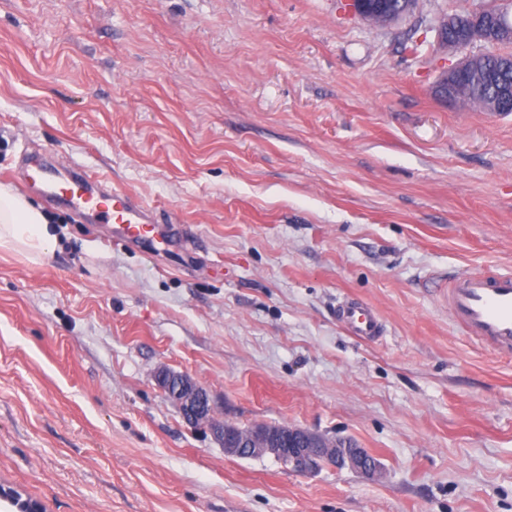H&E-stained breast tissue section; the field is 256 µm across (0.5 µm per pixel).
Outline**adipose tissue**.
<instances>
[{"instance_id":"adipose-tissue-1","label":"adipose tissue","mask_w":512,"mask_h":512,"mask_svg":"<svg viewBox=\"0 0 512 512\" xmlns=\"http://www.w3.org/2000/svg\"><path fill=\"white\" fill-rule=\"evenodd\" d=\"M56 241V229L42 208L11 187L0 185V247L18 245L42 255Z\"/></svg>"}]
</instances>
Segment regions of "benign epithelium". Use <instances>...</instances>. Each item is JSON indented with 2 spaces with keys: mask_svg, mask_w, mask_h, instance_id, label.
<instances>
[{
  "mask_svg": "<svg viewBox=\"0 0 512 512\" xmlns=\"http://www.w3.org/2000/svg\"><path fill=\"white\" fill-rule=\"evenodd\" d=\"M350 9L360 17L376 15L391 18L380 11L377 0H349ZM461 28L460 20L450 16L441 20L437 26L439 47L448 53H457L470 46L474 39L483 40L488 33L504 30L498 24L491 26L473 24L465 38L459 39L454 33ZM471 57L464 56L452 67L444 70L438 88L448 90L446 98L452 101L458 89L459 76L469 70ZM157 384L166 391L171 402L178 408L183 419L193 425H207L214 437L224 447L229 456L247 458L270 454L287 464L290 470L307 474L317 470L325 458L338 460L339 466L347 467L368 478L382 473V467L365 449L359 448L341 437H327L305 428L288 426L283 430L268 431L256 428L247 434L233 431L215 418V406L207 390L190 377L160 370L156 375ZM0 507L6 512H45L43 505L31 498L22 496L18 491L0 485Z\"/></svg>",
  "mask_w": 512,
  "mask_h": 512,
  "instance_id": "1",
  "label": "benign epithelium"
}]
</instances>
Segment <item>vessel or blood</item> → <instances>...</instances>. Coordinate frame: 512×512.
<instances>
[{
	"label": "vessel or blood",
	"instance_id": "1",
	"mask_svg": "<svg viewBox=\"0 0 512 512\" xmlns=\"http://www.w3.org/2000/svg\"><path fill=\"white\" fill-rule=\"evenodd\" d=\"M44 193L64 199L73 209L94 212L100 222L113 226L116 240H141L149 223V207L135 195L114 190L98 195L105 178L74 164L66 179L57 173H38ZM448 311L458 326L493 350L512 355V271L484 269L454 275L448 279ZM338 318L354 336L374 340L382 336L384 326L374 309L357 299H347L338 308Z\"/></svg>",
	"mask_w": 512,
	"mask_h": 512
}]
</instances>
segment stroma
<instances>
[{
	"label": "stroma",
	"instance_id": "stroma-1",
	"mask_svg": "<svg viewBox=\"0 0 512 512\" xmlns=\"http://www.w3.org/2000/svg\"><path fill=\"white\" fill-rule=\"evenodd\" d=\"M348 0H0V184L58 242L0 248V482L47 512H512V355L448 315L450 274L512 268V113L436 93L439 18ZM153 211L150 253L49 200L30 159ZM345 297L384 323L372 342ZM221 421L366 448L384 476L225 455ZM338 318L353 336L363 340H375L384 332V326L374 309L357 299L341 302Z\"/></svg>",
	"mask_w": 512,
	"mask_h": 512
}]
</instances>
